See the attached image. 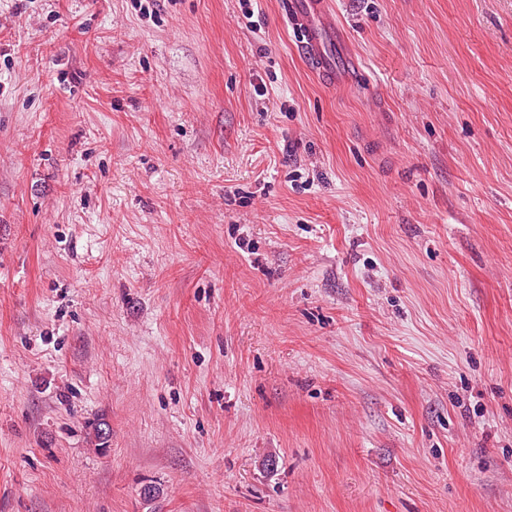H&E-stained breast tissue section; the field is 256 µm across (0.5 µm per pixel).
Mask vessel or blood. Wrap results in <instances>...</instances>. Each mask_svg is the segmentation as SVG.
Instances as JSON below:
<instances>
[{
    "label": "vessel or blood",
    "instance_id": "obj_1",
    "mask_svg": "<svg viewBox=\"0 0 512 512\" xmlns=\"http://www.w3.org/2000/svg\"><path fill=\"white\" fill-rule=\"evenodd\" d=\"M286 18L297 30L303 54L329 82H337L352 63L343 29L327 0H287Z\"/></svg>",
    "mask_w": 512,
    "mask_h": 512
}]
</instances>
